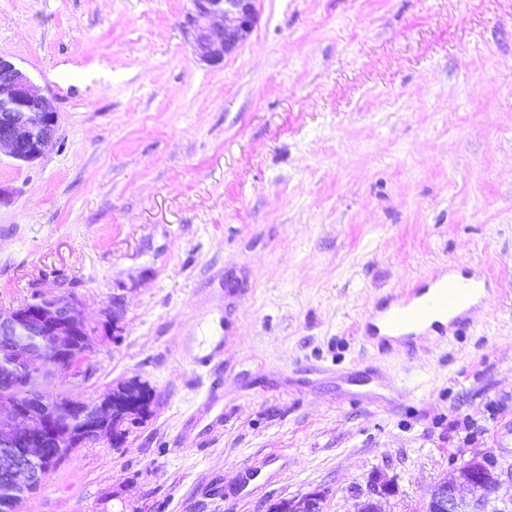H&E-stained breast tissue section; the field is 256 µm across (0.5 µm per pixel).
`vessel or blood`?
Here are the masks:
<instances>
[{
    "instance_id": "obj_1",
    "label": "vessel or blood",
    "mask_w": 512,
    "mask_h": 512,
    "mask_svg": "<svg viewBox=\"0 0 512 512\" xmlns=\"http://www.w3.org/2000/svg\"><path fill=\"white\" fill-rule=\"evenodd\" d=\"M480 282L477 276L470 277L465 285L453 279H437L428 287L409 291L376 316V330L384 338L409 342L421 336L433 318L443 316L454 334H462L470 325V302L478 293Z\"/></svg>"
}]
</instances>
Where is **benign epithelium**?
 Returning a JSON list of instances; mask_svg holds the SVG:
<instances>
[{"label":"benign epithelium","mask_w":512,"mask_h":512,"mask_svg":"<svg viewBox=\"0 0 512 512\" xmlns=\"http://www.w3.org/2000/svg\"><path fill=\"white\" fill-rule=\"evenodd\" d=\"M184 28L196 55L208 63H220L243 44L258 21V0H191ZM58 112L43 89L16 65L0 56V154L21 163H32L52 146L57 133ZM28 330L52 338L53 360L37 359L12 340ZM0 335L16 360L26 363L34 380L58 365L71 367L77 346H87L88 326L73 299L36 293L25 304L0 311ZM145 402L129 399L114 407L102 401L86 403L65 397L48 398L38 387L18 397L0 398V444L18 436L27 439L30 454L46 446H62L97 438L109 426L130 429L146 413ZM28 456L0 455L18 493L31 495L38 487ZM496 463L487 456H474L435 482L428 493L424 512H485L486 500L503 487ZM392 480L375 477L366 489L354 494V512H384L382 503L394 494ZM327 491L313 489L293 498L271 503L266 512H323Z\"/></svg>","instance_id":"benign-epithelium-1"}]
</instances>
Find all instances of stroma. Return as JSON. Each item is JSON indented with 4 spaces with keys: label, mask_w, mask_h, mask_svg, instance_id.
Returning a JSON list of instances; mask_svg holds the SVG:
<instances>
[{
    "label": "stroma",
    "mask_w": 512,
    "mask_h": 512,
    "mask_svg": "<svg viewBox=\"0 0 512 512\" xmlns=\"http://www.w3.org/2000/svg\"><path fill=\"white\" fill-rule=\"evenodd\" d=\"M190 0H0V56L58 112L0 158V309L75 298L93 344L51 397L150 391L20 512H386L487 456L512 479V0H259L223 62ZM483 268L466 335L378 349L387 297ZM208 366H200L202 357ZM395 484L392 480L375 477L366 490H358L354 494V512H385L382 503L394 494ZM326 494L324 489H313L300 496L279 499L266 512H323Z\"/></svg>",
    "instance_id": "stroma-1"
}]
</instances>
